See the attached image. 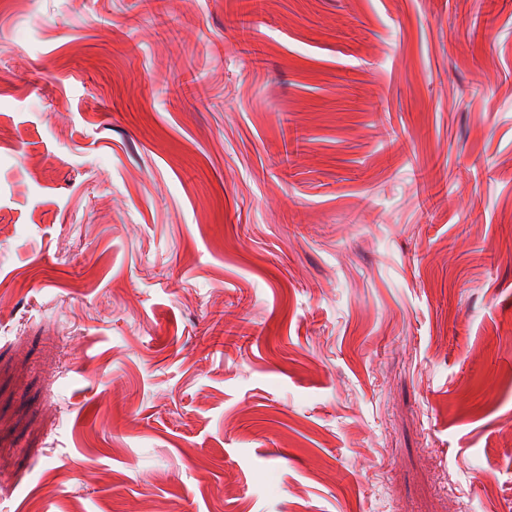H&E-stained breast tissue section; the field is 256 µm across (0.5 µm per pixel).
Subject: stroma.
<instances>
[{
	"mask_svg": "<svg viewBox=\"0 0 512 512\" xmlns=\"http://www.w3.org/2000/svg\"><path fill=\"white\" fill-rule=\"evenodd\" d=\"M0 0V512H512V0Z\"/></svg>",
	"mask_w": 512,
	"mask_h": 512,
	"instance_id": "1",
	"label": "stroma"
}]
</instances>
